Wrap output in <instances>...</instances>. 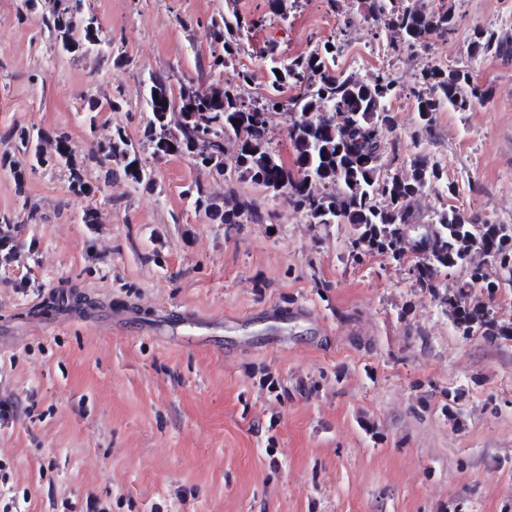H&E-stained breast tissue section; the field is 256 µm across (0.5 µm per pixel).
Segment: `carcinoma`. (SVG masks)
Instances as JSON below:
<instances>
[{
  "mask_svg": "<svg viewBox=\"0 0 512 512\" xmlns=\"http://www.w3.org/2000/svg\"><path fill=\"white\" fill-rule=\"evenodd\" d=\"M82 0H52L44 26L49 38L70 42L73 51H84L99 34L79 26ZM382 24L389 49L396 53L424 45L433 37H446L456 26L451 8L429 10L419 0H367ZM249 22L235 15L213 18L208 32L222 51L212 55L210 69L222 71L240 50L238 37ZM347 29L321 41L306 55L285 60L271 48L266 62L268 87L262 100L248 103L241 88L252 80L239 70L234 83L206 94L182 84L171 91L168 79L150 78L146 105L150 112L144 138L164 154H184L195 166L223 177L236 176L277 195L288 193L297 211L312 224H349L353 230L352 257L358 264L373 253L403 263L414 261L420 286L433 291L461 336H512V324H498L490 317L488 301L512 288V224H490L454 208L434 213L429 224L415 225L413 201L426 188L441 182L444 171L430 157L416 155L406 170L388 163L385 133L395 129L390 108L396 95L394 81L385 73L364 79L336 69L345 47ZM512 48L500 33L476 28L470 49L479 56ZM417 132H432L436 113L445 108L459 112L485 101L489 90L480 87L465 69L429 65L420 71L413 88ZM288 113L287 136L292 162L269 146L266 137L271 113ZM169 143L158 147L160 134ZM22 153L39 166L72 164L76 147L63 133L55 136L54 151L40 147L48 136L22 127L13 133ZM125 161V177L136 184L145 171L133 143L122 129L99 142L88 159ZM195 205L212 220L230 228L245 222L259 223L262 214L250 200L229 193L218 201L200 185L187 190ZM461 267L468 280L444 294L436 291L442 274Z\"/></svg>",
  "mask_w": 512,
  "mask_h": 512,
  "instance_id": "carcinoma-1",
  "label": "carcinoma"
}]
</instances>
